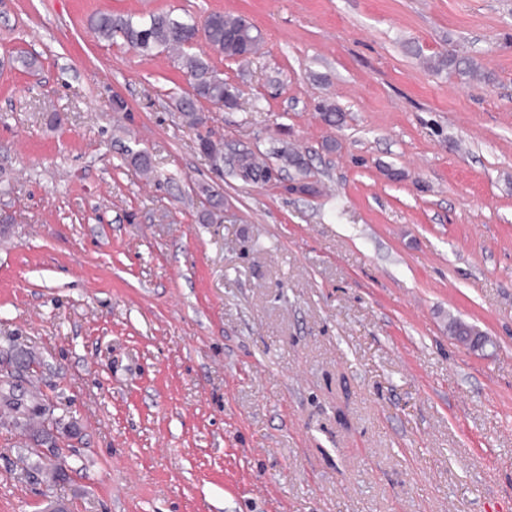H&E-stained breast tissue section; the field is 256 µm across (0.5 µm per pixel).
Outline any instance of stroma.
<instances>
[{
    "label": "stroma",
    "mask_w": 512,
    "mask_h": 512,
    "mask_svg": "<svg viewBox=\"0 0 512 512\" xmlns=\"http://www.w3.org/2000/svg\"><path fill=\"white\" fill-rule=\"evenodd\" d=\"M100 12H224L262 46L194 45L237 104L190 127L180 65ZM1 209L0 372L79 432L49 490L0 425V512H512V0H0ZM438 65L447 66L448 73L474 78L480 75V67L474 58L448 54V58L438 60ZM237 166H230L234 176L246 183H264L271 179L272 168L257 155L250 151H243L236 156Z\"/></svg>",
    "instance_id": "obj_1"
}]
</instances>
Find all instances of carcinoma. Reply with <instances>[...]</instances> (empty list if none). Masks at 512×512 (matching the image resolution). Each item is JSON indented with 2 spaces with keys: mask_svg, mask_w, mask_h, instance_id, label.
<instances>
[{
  "mask_svg": "<svg viewBox=\"0 0 512 512\" xmlns=\"http://www.w3.org/2000/svg\"><path fill=\"white\" fill-rule=\"evenodd\" d=\"M98 38L110 42L121 37L129 46L142 53L150 54L158 48L185 49L195 43L198 34H204L205 41L214 50L224 56L246 59L258 49L259 35L253 27L240 16L224 13L210 14L203 26L189 16L174 18L169 13H152L146 18L135 20L131 17L114 16L110 13H99L92 19ZM182 66L186 70L192 92L178 101V109L183 121L190 126H198L204 122L199 112L198 102L205 100L216 107H232L236 104L235 95L224 84V78L208 61L198 55L183 54ZM438 64L448 67V74L474 78L480 75V67L472 57L450 54L438 60ZM201 151L214 163L216 170L224 171V142L205 137L200 140ZM237 166L231 167L234 176L246 183H264L271 179L272 168L257 155L243 151L236 156ZM13 374L6 373L0 380V412L9 420L11 427L24 435L28 432L36 438L40 446L51 449L50 456H55L52 449L58 441L47 432L46 427L52 426L66 435L76 431L75 422L62 424L65 416L55 415V407L50 405L45 395L36 387L25 392V399L15 398ZM75 469L69 466L66 459H57L45 472V481L55 486L69 478Z\"/></svg>",
  "mask_w": 512,
  "mask_h": 512,
  "instance_id": "carcinoma-1",
  "label": "carcinoma"
}]
</instances>
